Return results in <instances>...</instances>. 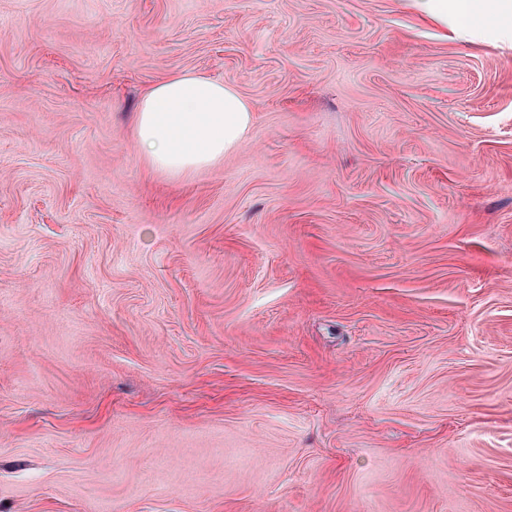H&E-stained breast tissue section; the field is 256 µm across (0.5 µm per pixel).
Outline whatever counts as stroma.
<instances>
[{"mask_svg":"<svg viewBox=\"0 0 512 512\" xmlns=\"http://www.w3.org/2000/svg\"><path fill=\"white\" fill-rule=\"evenodd\" d=\"M406 0H0V512H512V49ZM194 70L247 141L152 169ZM135 134L156 170L181 174L235 152L253 124L251 105L231 85L184 71L146 88Z\"/></svg>","mask_w":512,"mask_h":512,"instance_id":"35a3bbf8","label":"stroma"}]
</instances>
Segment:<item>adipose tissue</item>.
<instances>
[{
	"label": "adipose tissue",
	"mask_w": 512,
	"mask_h": 512,
	"mask_svg": "<svg viewBox=\"0 0 512 512\" xmlns=\"http://www.w3.org/2000/svg\"><path fill=\"white\" fill-rule=\"evenodd\" d=\"M412 6L423 19L449 26L458 41L476 37V11L512 14V0H412ZM252 124L253 109L233 86L184 71L143 91L135 134L152 168L181 174L235 152Z\"/></svg>",
	"instance_id": "ef3b65f1"
}]
</instances>
